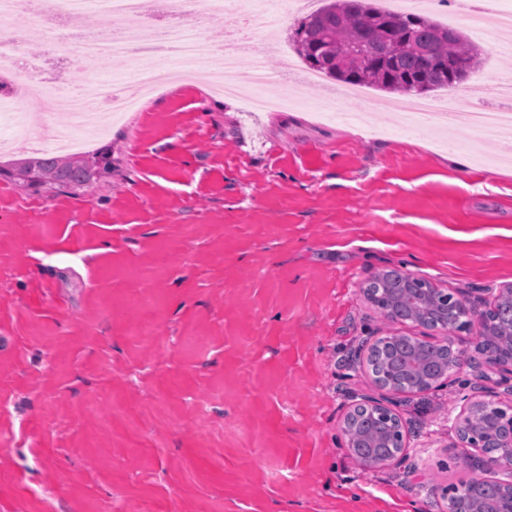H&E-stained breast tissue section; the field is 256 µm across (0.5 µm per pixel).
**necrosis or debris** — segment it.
Masks as SVG:
<instances>
[{
	"label": "necrosis or debris",
	"mask_w": 512,
	"mask_h": 512,
	"mask_svg": "<svg viewBox=\"0 0 512 512\" xmlns=\"http://www.w3.org/2000/svg\"><path fill=\"white\" fill-rule=\"evenodd\" d=\"M299 2L254 0L252 9L240 14L235 28L205 34L200 29L201 19L223 11L224 0H180L174 20L164 24L153 22L151 0H57L51 7L43 0H0L1 19L21 17L40 22L48 36L44 57L34 62L19 50L13 38L1 36L0 63L23 76L21 91L48 98L54 105L52 111L34 117L19 109V91L1 94L0 126L5 132L0 135V150L34 122L43 130L40 147L84 149L82 129L92 126L104 132L113 119L138 111L142 97L157 86L158 65L172 61L179 62L185 71L204 75L221 93H237L230 77L239 69L246 48L259 30L269 27L277 16L295 10ZM89 14L101 16L99 27L82 26V18ZM105 57L149 60V67L142 69L138 78L140 96L124 93L118 83L106 94L62 92L58 78L43 75L50 60L70 67L78 59L95 62ZM492 92L497 105L449 108V124L494 132L505 141L512 139V85L497 84Z\"/></svg>",
	"instance_id": "4bbe7bcc"
}]
</instances>
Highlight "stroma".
Returning a JSON list of instances; mask_svg holds the SVG:
<instances>
[{"instance_id": "1", "label": "stroma", "mask_w": 512, "mask_h": 512, "mask_svg": "<svg viewBox=\"0 0 512 512\" xmlns=\"http://www.w3.org/2000/svg\"><path fill=\"white\" fill-rule=\"evenodd\" d=\"M136 68L106 58L66 85ZM274 84L307 108L251 115L206 80L162 84L107 139L105 185L0 179V512H448V485L500 481L457 432L512 407L478 324L438 388L392 393L365 367L396 330L362 289L408 272L476 310L512 284V161L469 128L398 133L372 89ZM463 158L458 169L455 158ZM390 401L403 459L350 456L345 415Z\"/></svg>"}]
</instances>
